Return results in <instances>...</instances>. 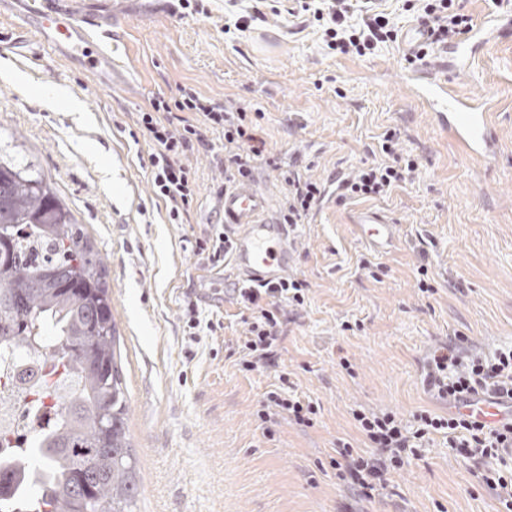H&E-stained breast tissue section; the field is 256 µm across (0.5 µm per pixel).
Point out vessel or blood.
Listing matches in <instances>:
<instances>
[{
	"instance_id": "obj_1",
	"label": "vessel or blood",
	"mask_w": 512,
	"mask_h": 512,
	"mask_svg": "<svg viewBox=\"0 0 512 512\" xmlns=\"http://www.w3.org/2000/svg\"><path fill=\"white\" fill-rule=\"evenodd\" d=\"M18 14L40 41L58 55L82 58L85 69L103 87H115L118 40L114 0H20ZM512 33V0H498L496 11L480 28L448 46L447 61L426 60L406 76L412 95L425 103L436 127L448 133L476 160L495 158L498 143L490 114L477 96L461 94L457 76L472 66L486 37ZM216 217L232 238L233 261L244 284H264L282 277L297 253L293 226L280 223L267 192L256 178L236 181L217 199ZM360 240L378 255L396 243L400 226L383 212L360 211L354 220ZM467 414L485 423L512 418V402L471 400Z\"/></svg>"
}]
</instances>
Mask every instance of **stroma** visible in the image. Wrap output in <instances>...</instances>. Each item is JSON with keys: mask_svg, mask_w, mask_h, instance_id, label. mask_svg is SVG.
Segmentation results:
<instances>
[{"mask_svg": "<svg viewBox=\"0 0 512 512\" xmlns=\"http://www.w3.org/2000/svg\"><path fill=\"white\" fill-rule=\"evenodd\" d=\"M405 0L382 7L400 38L367 57L334 55L317 24L289 15L287 0H261L263 20L225 32L230 12L252 0H209L204 14L132 5L124 19L116 88L97 86L83 65L42 46L16 17H0V152L32 163L83 224L107 269L127 388L129 441L137 459L138 512H344L352 491L328 463L336 439L361 448L356 409L446 413L423 381L434 346L461 335L489 353L512 345V37L483 46L457 87L487 100L499 148L483 163L434 125L405 82L402 40L421 23ZM196 89L220 104L263 112L271 152L306 153L309 176L326 180L376 160L378 137L400 130L414 180L374 200L401 226L385 255L352 233L358 201L322 202L297 227L292 272L310 302L287 326L275 366L239 369L232 348L243 326L226 284L197 265L190 233L214 222L221 176L212 154L187 159L197 195L186 224H171L152 197L149 147L134 143L139 112L157 94ZM58 90L79 111L39 96ZM427 267L436 293L422 296ZM224 326L186 336L182 311ZM357 331H350L352 323ZM349 361L351 370L341 367ZM288 378L320 406L313 426L282 422L263 436L256 412ZM476 469L435 438L393 473L387 494L364 512H496Z\"/></svg>", "mask_w": 512, "mask_h": 512, "instance_id": "35a3bbf8", "label": "stroma"}]
</instances>
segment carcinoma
I'll return each mask as SVG.
<instances>
[{"label":"carcinoma","instance_id":"obj_1","mask_svg":"<svg viewBox=\"0 0 512 512\" xmlns=\"http://www.w3.org/2000/svg\"><path fill=\"white\" fill-rule=\"evenodd\" d=\"M106 269L36 168L0 156V345L38 351L69 380L55 425L0 458V512H135L127 396Z\"/></svg>","mask_w":512,"mask_h":512}]
</instances>
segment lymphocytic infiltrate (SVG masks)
<instances>
[{
	"label": "lymphocytic infiltrate",
	"instance_id": "obj_1",
	"mask_svg": "<svg viewBox=\"0 0 512 512\" xmlns=\"http://www.w3.org/2000/svg\"><path fill=\"white\" fill-rule=\"evenodd\" d=\"M293 11L318 22L326 48L337 54L363 57L378 44L397 38L387 14L376 11L371 0H296ZM424 12L427 39L418 51L422 58L474 27L473 17L458 12L454 0H430ZM262 118V113L242 106L216 103L191 87L181 88L175 99L161 94L150 99L137 125L150 146L147 170L153 193L164 202L169 223H183L189 213L197 182L187 158L202 149L212 150V134L224 139V157L219 162L224 184L252 174L258 159L276 167L262 135ZM398 144V131L386 130L380 142L384 161L363 163L346 182L344 197L375 199L410 181L418 163L414 157L400 154ZM281 177L288 193L279 219L284 224L303 223L323 201L326 186L292 169L283 171ZM192 250L199 263L214 270L223 267L232 244L223 226L214 224L195 237ZM308 292L306 280L293 275L256 287L231 288L236 305L245 311L246 330L237 340L243 371L275 364L285 329L306 308ZM466 342L461 336L456 342L437 345L425 358L428 390L447 402L448 415L421 410L407 421L392 411H353L368 447L361 450L337 440L330 464L357 501L375 500L387 487L390 475L418 457L424 441L440 434L448 441L449 454L481 469L484 483L494 491L504 512H512V457L505 454L512 447V422L488 425L460 410L476 396L512 400V348L487 357L470 352ZM319 410L316 402L280 387L264 394L256 416L264 436L271 437L280 420L310 426Z\"/></svg>",
	"mask_w": 512,
	"mask_h": 512
}]
</instances>
